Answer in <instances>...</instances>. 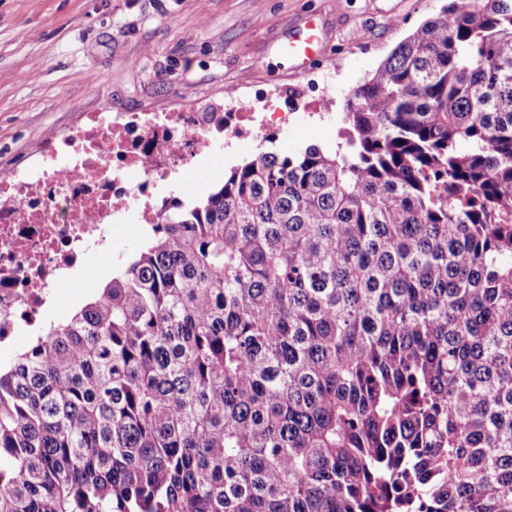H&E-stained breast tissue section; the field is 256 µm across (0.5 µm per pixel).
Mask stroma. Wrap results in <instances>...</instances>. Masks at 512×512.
Instances as JSON below:
<instances>
[{
    "label": "stroma",
    "instance_id": "obj_1",
    "mask_svg": "<svg viewBox=\"0 0 512 512\" xmlns=\"http://www.w3.org/2000/svg\"><path fill=\"white\" fill-rule=\"evenodd\" d=\"M446 0H0V171L35 159L85 114L169 112L199 101L243 98L255 88L277 95L288 115L275 130L283 151L334 145L335 112L314 114L305 99L319 80L337 107L413 29ZM326 20L324 62L300 75L275 51L293 25ZM265 139L223 142L196 173L173 179L167 198L193 199L224 180L225 169L255 156ZM141 242L112 233V255L92 259L53 306L71 313L88 301L106 271Z\"/></svg>",
    "mask_w": 512,
    "mask_h": 512
}]
</instances>
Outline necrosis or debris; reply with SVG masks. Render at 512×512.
Listing matches in <instances>:
<instances>
[{
  "label": "necrosis or debris",
  "instance_id": "4bbe7bcc",
  "mask_svg": "<svg viewBox=\"0 0 512 512\" xmlns=\"http://www.w3.org/2000/svg\"><path fill=\"white\" fill-rule=\"evenodd\" d=\"M252 99L174 112H92L38 161L0 178V339L41 321L72 272L105 251L108 225L131 212L158 223V192L196 171L216 143L247 144L286 124Z\"/></svg>",
  "mask_w": 512,
  "mask_h": 512
}]
</instances>
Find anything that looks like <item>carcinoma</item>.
Masks as SVG:
<instances>
[{"mask_svg": "<svg viewBox=\"0 0 512 512\" xmlns=\"http://www.w3.org/2000/svg\"><path fill=\"white\" fill-rule=\"evenodd\" d=\"M0 367V512H512V0H448Z\"/></svg>", "mask_w": 512, "mask_h": 512, "instance_id": "carcinoma-1", "label": "carcinoma"}]
</instances>
